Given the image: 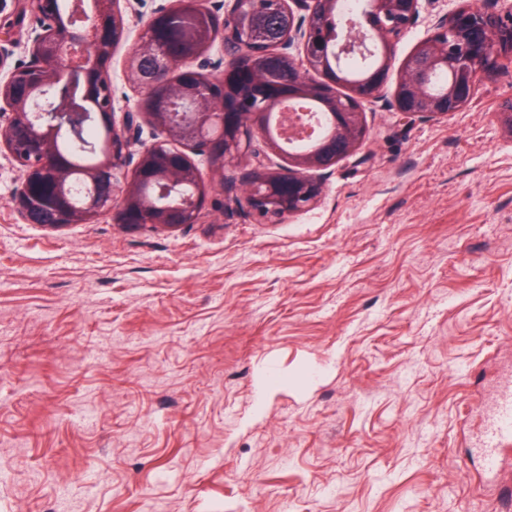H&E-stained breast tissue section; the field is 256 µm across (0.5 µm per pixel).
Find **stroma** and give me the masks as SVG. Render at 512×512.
Here are the masks:
<instances>
[{"label":"stroma","instance_id":"35a3bbf8","mask_svg":"<svg viewBox=\"0 0 512 512\" xmlns=\"http://www.w3.org/2000/svg\"><path fill=\"white\" fill-rule=\"evenodd\" d=\"M460 0H424L398 73ZM512 64L467 107L363 102L281 224L25 223L0 155V512H499L476 438L512 370Z\"/></svg>","mask_w":512,"mask_h":512}]
</instances>
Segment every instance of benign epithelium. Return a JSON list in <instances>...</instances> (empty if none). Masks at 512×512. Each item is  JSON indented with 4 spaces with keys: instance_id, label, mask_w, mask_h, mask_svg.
<instances>
[{
    "instance_id": "1",
    "label": "benign epithelium",
    "mask_w": 512,
    "mask_h": 512,
    "mask_svg": "<svg viewBox=\"0 0 512 512\" xmlns=\"http://www.w3.org/2000/svg\"><path fill=\"white\" fill-rule=\"evenodd\" d=\"M258 2L194 0L191 17L176 7L156 11L133 44L127 70L140 95L118 113L111 63L129 37L132 0H92L75 16L60 14L59 0H0V153L20 166L11 203L23 220L61 228L110 218L172 229L199 223L216 187L226 209L259 224H280L313 205L326 174L367 138L362 101L382 97L387 85L382 63L368 68L351 96H340L343 65L369 58L375 48L391 58L417 22L420 0H364L368 27L344 18L333 50L315 19L341 15L339 0H266L269 12L292 21L273 47L246 35L242 19ZM28 14L40 23L27 33L26 59L13 63L14 21ZM187 24L205 30L192 51L169 38ZM504 59L512 61V9L463 4L440 16L404 60L393 107L410 119L459 112ZM68 73L84 78V99L96 107L90 119L111 136L96 164L81 171L57 149L63 129L49 114L52 91ZM304 99L322 101L329 130L306 151H286L267 135L266 118ZM147 129L164 138L144 137ZM197 156L208 166L207 180ZM239 163L241 175L228 173Z\"/></svg>"
}]
</instances>
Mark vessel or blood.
<instances>
[{
	"label": "vessel or blood",
	"instance_id": "1",
	"mask_svg": "<svg viewBox=\"0 0 512 512\" xmlns=\"http://www.w3.org/2000/svg\"><path fill=\"white\" fill-rule=\"evenodd\" d=\"M477 444L481 450L484 469L488 474H499L504 455L512 446V383L500 386L489 414L479 431Z\"/></svg>",
	"mask_w": 512,
	"mask_h": 512
}]
</instances>
